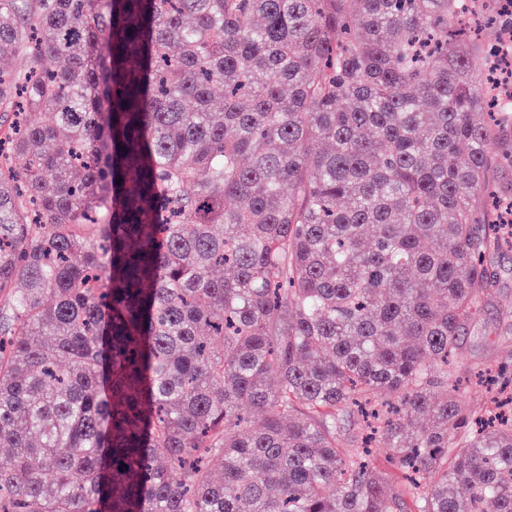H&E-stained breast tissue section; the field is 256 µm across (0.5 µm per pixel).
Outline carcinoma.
<instances>
[{
	"mask_svg": "<svg viewBox=\"0 0 512 512\" xmlns=\"http://www.w3.org/2000/svg\"><path fill=\"white\" fill-rule=\"evenodd\" d=\"M476 2L0 0V512H512ZM484 259L497 273L496 291L466 327L453 361L454 379L460 380L467 401L477 411L487 405L486 389L478 374L488 366L512 371V248L492 245Z\"/></svg>",
	"mask_w": 512,
	"mask_h": 512,
	"instance_id": "obj_1",
	"label": "carcinoma"
}]
</instances>
